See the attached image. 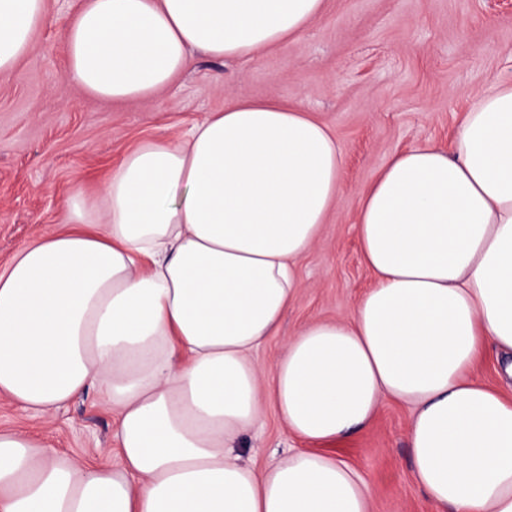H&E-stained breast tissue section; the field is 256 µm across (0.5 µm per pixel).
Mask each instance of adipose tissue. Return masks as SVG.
<instances>
[{"instance_id": "ef3b65f1", "label": "adipose tissue", "mask_w": 512, "mask_h": 512, "mask_svg": "<svg viewBox=\"0 0 512 512\" xmlns=\"http://www.w3.org/2000/svg\"><path fill=\"white\" fill-rule=\"evenodd\" d=\"M325 0H80L67 71L133 102L201 53L249 62L297 38ZM45 0H0V73ZM331 128L239 96L181 137L131 148L67 228L0 272V394L51 417L96 390L118 420L97 467L0 430V512H371L373 489L327 447L383 401L409 407L413 475L438 512H512V400L475 374L486 345L512 378V80L479 93L451 151L397 153L361 193L374 283L351 315L289 337L297 271L341 187ZM273 403L303 448L258 472L240 453Z\"/></svg>"}]
</instances>
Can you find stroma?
<instances>
[{
	"instance_id": "35a3bbf8",
	"label": "stroma",
	"mask_w": 512,
	"mask_h": 512,
	"mask_svg": "<svg viewBox=\"0 0 512 512\" xmlns=\"http://www.w3.org/2000/svg\"><path fill=\"white\" fill-rule=\"evenodd\" d=\"M32 47L0 73V269L26 244L65 227L76 191L97 195L136 142L174 139L235 96L296 103L334 132L344 156L342 188L322 235L302 260L299 288L279 336L255 355L271 368L288 337L313 320L349 316L373 283L355 219L361 190L396 153L448 147L476 92L512 79V0H327L296 39L247 62L195 55L166 90L112 102L69 78L64 32L79 0H45ZM411 411L383 402L337 455L374 488V512H434L412 476ZM115 421L96 394L53 418L0 398V429L46 438L83 462L117 461ZM273 405L248 434L244 461L256 471L300 447Z\"/></svg>"
}]
</instances>
